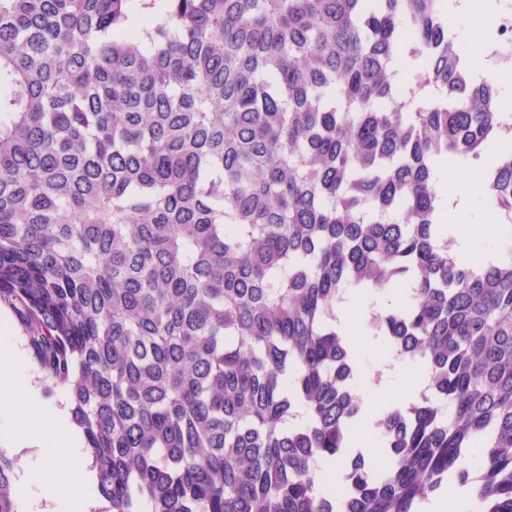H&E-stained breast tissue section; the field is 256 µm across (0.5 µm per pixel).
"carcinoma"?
I'll list each match as a JSON object with an SVG mask.
<instances>
[{"instance_id": "1", "label": "carcinoma", "mask_w": 512, "mask_h": 512, "mask_svg": "<svg viewBox=\"0 0 512 512\" xmlns=\"http://www.w3.org/2000/svg\"><path fill=\"white\" fill-rule=\"evenodd\" d=\"M449 2L0 0V304L108 512H418L452 475L512 512V236L458 264L434 171L512 126ZM483 192L512 214V149ZM396 284L364 333L433 395L322 492L364 416L338 306Z\"/></svg>"}]
</instances>
